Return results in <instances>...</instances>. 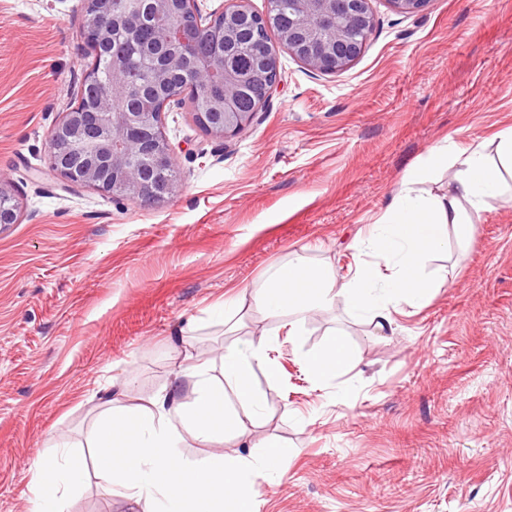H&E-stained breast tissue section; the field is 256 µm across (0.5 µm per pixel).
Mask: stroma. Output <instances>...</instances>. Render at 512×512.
<instances>
[{"label":"stroma","instance_id":"35a3bbf8","mask_svg":"<svg viewBox=\"0 0 512 512\" xmlns=\"http://www.w3.org/2000/svg\"><path fill=\"white\" fill-rule=\"evenodd\" d=\"M371 7L345 71L279 48L282 82L235 138L170 104L179 188L146 205L50 170L49 136L90 70L84 0H0V178L19 206L0 228V512H32L31 464L57 437L87 452L105 391L143 403L185 357L215 365L261 337L275 371L257 376L262 417L181 450L287 448L284 475L251 476L259 512H512V203L479 213L465 255L432 263L447 284L393 327L341 301L297 336L248 298L240 320L208 312L298 253L341 276L372 262L354 239L432 146L492 156L512 126V0ZM334 333L357 366L323 384L305 359ZM105 488L89 476L64 512H127Z\"/></svg>","mask_w":512,"mask_h":512}]
</instances>
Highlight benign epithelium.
Listing matches in <instances>:
<instances>
[{"label":"benign epithelium","mask_w":512,"mask_h":512,"mask_svg":"<svg viewBox=\"0 0 512 512\" xmlns=\"http://www.w3.org/2000/svg\"><path fill=\"white\" fill-rule=\"evenodd\" d=\"M370 0H288V28L283 31L281 43L288 52L309 70L318 73H337L347 69L363 52L375 30V19ZM400 14L422 11L428 0H388ZM155 12L191 14L198 27L210 28L218 17H224V31L228 36L235 21L245 20L258 27L272 26L276 0H269L263 13L251 10L246 0H236L232 8L222 12H207L203 0H117L119 11L112 14L101 7V0H85L84 34L91 37V47L112 44L115 28L133 29L142 24L144 5ZM156 42L167 49L157 62L160 74L182 66L184 56L194 51L195 33L183 24H175L161 31ZM273 79L264 88L260 101L270 97L281 83L278 54L269 52L264 59ZM123 59L113 54L111 71L116 76L106 83L88 75L85 87L93 90L99 112L89 119L83 112L70 108L64 112L59 125L52 131L50 143V170L67 182L87 184L106 196H134L144 204H155L173 197L177 182H156L151 173L131 163L132 155L147 152L156 168L173 166V149L162 133L159 121L150 112H114L115 100L134 99L137 87L120 78ZM191 83L198 90L212 96L213 112L198 113L199 124L216 138L228 140L241 134L254 120L256 112H243L238 101L244 88L235 73L224 70V81L214 78L212 68L205 62L195 65L190 73ZM65 137L72 151L84 157L78 169L72 162L56 153L59 137ZM18 220V204L11 192L0 181V227Z\"/></svg>","instance_id":"benign-epithelium-1"}]
</instances>
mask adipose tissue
<instances>
[{"instance_id":"ef3b65f1","label":"adipose tissue","mask_w":512,"mask_h":512,"mask_svg":"<svg viewBox=\"0 0 512 512\" xmlns=\"http://www.w3.org/2000/svg\"><path fill=\"white\" fill-rule=\"evenodd\" d=\"M498 161L477 149L433 146L418 172L404 178L392 205L354 241L360 252L376 256L353 275H337L334 267L311 264L296 255L252 289L254 304L270 318L283 320L289 335H299L306 319L344 301L351 313L392 326L402 306L427 303L447 282L446 271L426 268L448 249L449 238L468 245L474 219L490 201L512 200L503 173L512 172V127L497 135ZM451 171L444 195L416 194L420 176ZM220 375L209 366L178 370L188 379L189 398L159 391L130 408L105 396V408L92 432L95 468L108 483L109 495L129 507L152 504V512H258L250 482L254 472L276 468L284 452L275 449L245 458L212 454L189 460L179 449L185 437L203 445L223 443L255 423L266 407V395L255 382L256 369L267 366L264 340L225 352ZM317 380L330 382L351 372L356 363L347 342L332 335L306 359ZM31 493L35 512H61V504L82 487L87 472L81 455L61 441L54 452L37 457Z\"/></svg>"}]
</instances>
